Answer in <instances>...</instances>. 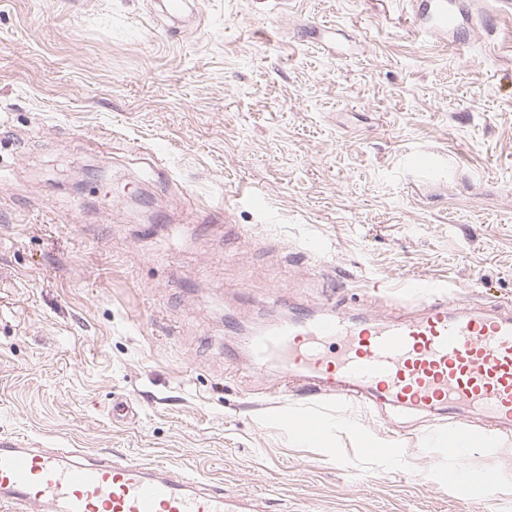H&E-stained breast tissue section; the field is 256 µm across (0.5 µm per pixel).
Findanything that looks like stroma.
Masks as SVG:
<instances>
[{
  "label": "stroma",
  "instance_id": "stroma-1",
  "mask_svg": "<svg viewBox=\"0 0 512 512\" xmlns=\"http://www.w3.org/2000/svg\"><path fill=\"white\" fill-rule=\"evenodd\" d=\"M486 7L451 49L408 0H197L176 24L158 0H0V437L270 512H512V435L465 459L503 482L461 498L429 416L269 401L238 333L387 314L408 280L512 302V10ZM428 149L451 180L406 170ZM287 410L329 428L299 437Z\"/></svg>",
  "mask_w": 512,
  "mask_h": 512
}]
</instances>
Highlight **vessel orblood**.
Segmentation results:
<instances>
[{
    "instance_id": "b4317fda",
    "label": "vessel or blood",
    "mask_w": 512,
    "mask_h": 512,
    "mask_svg": "<svg viewBox=\"0 0 512 512\" xmlns=\"http://www.w3.org/2000/svg\"><path fill=\"white\" fill-rule=\"evenodd\" d=\"M419 27L433 40L471 27L473 0H409ZM422 181L443 179L448 156L434 151L405 155ZM420 310L383 318H353L323 311L251 338V364L276 371L284 384L334 397L342 405L388 407L440 417L436 430L447 441L448 482L460 491L495 490L498 470L463 466L477 448H493L512 430V307L464 308L447 286L419 292ZM476 408L485 419L474 427L465 415ZM284 427L303 438L322 435L317 417L282 414ZM0 512H266L260 495L225 489L167 465L109 456L78 448H26L0 438Z\"/></svg>"
}]
</instances>
